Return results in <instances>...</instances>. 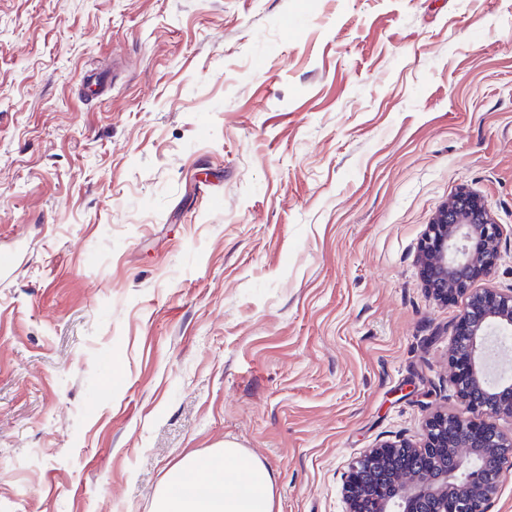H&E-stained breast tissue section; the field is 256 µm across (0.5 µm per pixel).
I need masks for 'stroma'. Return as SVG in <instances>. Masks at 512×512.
<instances>
[{
    "label": "stroma",
    "instance_id": "stroma-1",
    "mask_svg": "<svg viewBox=\"0 0 512 512\" xmlns=\"http://www.w3.org/2000/svg\"><path fill=\"white\" fill-rule=\"evenodd\" d=\"M462 191L512 288V0H0V512H153L227 440L345 512L461 409L419 255Z\"/></svg>",
    "mask_w": 512,
    "mask_h": 512
}]
</instances>
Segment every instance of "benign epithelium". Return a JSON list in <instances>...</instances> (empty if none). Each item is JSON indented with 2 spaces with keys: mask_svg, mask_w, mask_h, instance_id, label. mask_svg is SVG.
<instances>
[{
  "mask_svg": "<svg viewBox=\"0 0 512 512\" xmlns=\"http://www.w3.org/2000/svg\"><path fill=\"white\" fill-rule=\"evenodd\" d=\"M501 228L479 199L461 191L428 225L419 260L427 288L448 298L466 296L449 357L450 380L470 416L438 414L425 424L422 443H383L363 455L345 477L347 512H487L500 488L502 470L491 469L476 483L460 471L512 458V433L478 421L512 418V380L491 377L493 336L512 332V288L477 290L472 280L493 273L500 257ZM448 449V460L433 458ZM398 455L430 456L423 470H390ZM380 474L368 483L365 474Z\"/></svg>",
  "mask_w": 512,
  "mask_h": 512,
  "instance_id": "7a95c632",
  "label": "benign epithelium"
}]
</instances>
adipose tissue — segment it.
<instances>
[{
  "mask_svg": "<svg viewBox=\"0 0 512 512\" xmlns=\"http://www.w3.org/2000/svg\"><path fill=\"white\" fill-rule=\"evenodd\" d=\"M276 478L227 441L208 455L189 453L171 468L156 512H275Z\"/></svg>",
  "mask_w": 512,
  "mask_h": 512,
  "instance_id": "obj_1",
  "label": "adipose tissue"
}]
</instances>
